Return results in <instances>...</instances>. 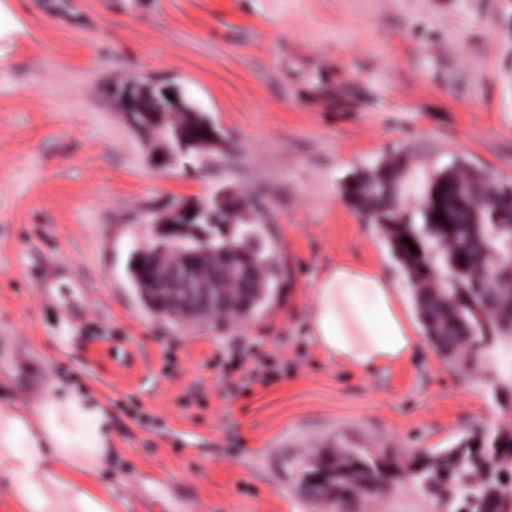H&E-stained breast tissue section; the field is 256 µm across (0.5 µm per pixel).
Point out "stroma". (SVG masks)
Instances as JSON below:
<instances>
[{"instance_id": "obj_1", "label": "stroma", "mask_w": 512, "mask_h": 512, "mask_svg": "<svg viewBox=\"0 0 512 512\" xmlns=\"http://www.w3.org/2000/svg\"><path fill=\"white\" fill-rule=\"evenodd\" d=\"M138 75L211 115L222 161L170 156L101 96ZM396 153L411 210L451 166L512 180V0H0V406H39L59 384L101 400L112 462L84 480L113 512H172L175 494L196 512H325L294 465L312 442L404 466L512 421L500 341L476 373L424 340L358 373L307 340L328 266H378L411 298L378 225L343 196ZM219 187L260 199L284 270L231 338L150 315L124 286L154 216ZM68 259L88 284L72 322L32 282ZM364 512L448 506L401 476Z\"/></svg>"}]
</instances>
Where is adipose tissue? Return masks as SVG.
I'll list each match as a JSON object with an SVG mask.
<instances>
[{"mask_svg":"<svg viewBox=\"0 0 512 512\" xmlns=\"http://www.w3.org/2000/svg\"><path fill=\"white\" fill-rule=\"evenodd\" d=\"M313 291L307 336L329 361L367 372L415 350L418 332L378 267L336 264ZM111 450L106 409L74 388L56 386L32 409L0 408V478L11 487L14 512H112L111 496L83 481L106 466Z\"/></svg>","mask_w":512,"mask_h":512,"instance_id":"1","label":"adipose tissue"}]
</instances>
